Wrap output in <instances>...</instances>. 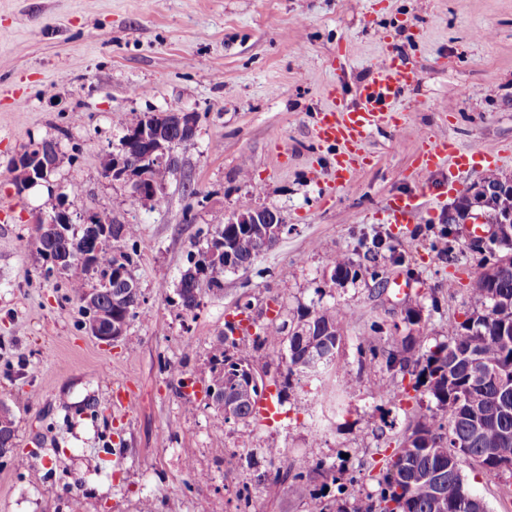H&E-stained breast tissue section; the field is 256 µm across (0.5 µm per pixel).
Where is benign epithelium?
I'll return each mask as SVG.
<instances>
[{
  "mask_svg": "<svg viewBox=\"0 0 512 512\" xmlns=\"http://www.w3.org/2000/svg\"><path fill=\"white\" fill-rule=\"evenodd\" d=\"M166 116L169 122L164 124L155 119V113L146 114L142 124L125 139L127 147L120 146L105 156L107 177L127 181L137 201L150 202L158 197L162 188L148 179V172L158 167L176 171L178 157L174 148L192 142L196 136L198 125L193 113L169 110ZM56 156L57 150L52 144H41L19 153L13 161V168L18 173L19 191L26 190L55 168ZM449 213L451 224H466L474 219L491 225L489 233L471 236V245L476 249H487L494 243L512 239V177L502 176L493 186L484 181L476 183L467 197L457 201ZM78 221L90 225L91 233L88 248L75 253L68 247V242L71 225ZM33 223L40 225L38 236L46 244L47 262L57 269L64 268L75 259L91 261L96 249L112 240V223L78 212L64 195L59 197L52 212L36 215ZM224 223L244 225V230L260 251L270 249L286 229L275 212L256 207L239 209ZM234 235L235 232L230 231L210 238L209 248L192 262L190 274L193 278L202 280L207 266L213 261L222 260L226 266L232 265ZM124 331L125 327L112 325L100 317L89 322L86 328L87 333L104 342L120 339ZM232 386V397L227 400L224 399V384L209 389V399L224 413L226 422L237 419L238 404L261 391L258 373L244 365L239 367Z\"/></svg>",
  "mask_w": 512,
  "mask_h": 512,
  "instance_id": "1",
  "label": "benign epithelium"
}]
</instances>
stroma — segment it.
Returning a JSON list of instances; mask_svg holds the SVG:
<instances>
[{
    "mask_svg": "<svg viewBox=\"0 0 512 512\" xmlns=\"http://www.w3.org/2000/svg\"><path fill=\"white\" fill-rule=\"evenodd\" d=\"M394 48L415 74L401 108L409 128L375 127L374 162L330 194V148L313 140L315 115L339 89L347 101L373 60ZM198 115L193 142L152 202L103 174L132 112ZM502 150L512 173V0H0V402L16 439L0 458V512H336L337 496L377 495L376 461L391 454L427 397L404 410L381 400L380 369L354 390L360 341L374 327L403 336L421 312L430 343L470 306L475 273L490 262L465 227L448 224L447 169L406 168L421 137ZM57 144L65 160L46 186L18 191L13 158ZM78 188L76 208L138 227L132 274L141 306L125 336L105 344L80 326L67 281L44 277L32 236L36 213ZM425 194L412 224L384 223L387 201ZM277 211L287 234L224 292L183 311L176 285L187 254L218 218L244 207ZM447 250H440V239ZM345 254L356 280L332 281ZM248 305L255 326L297 308L347 314L333 366L293 380L275 421L225 422L206 395L211 345ZM195 383L180 392L168 366ZM132 405L117 406L115 389ZM308 457L327 477L269 491L263 473ZM491 512H512V476L465 467Z\"/></svg>",
    "mask_w": 512,
    "mask_h": 512,
    "instance_id": "1",
    "label": "stroma"
}]
</instances>
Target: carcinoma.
Segmentation results:
<instances>
[{"instance_id":"carcinoma-1","label":"carcinoma","mask_w":512,"mask_h":512,"mask_svg":"<svg viewBox=\"0 0 512 512\" xmlns=\"http://www.w3.org/2000/svg\"><path fill=\"white\" fill-rule=\"evenodd\" d=\"M112 240L130 245L115 253L99 251L96 261L74 262L59 276L81 286L73 288L77 300L84 299L88 283L96 281L100 309L117 322L128 323L140 306V295H127L114 305L112 297L122 292L114 265L130 267L140 246L137 227L112 221ZM259 256L251 240L242 238L235 249L234 270H246ZM332 271L342 280L354 279L358 270L343 255L330 258ZM231 269L224 263L209 266L204 280L180 281L179 303L188 313L201 305L206 295L224 291V275ZM406 320L414 331L405 336H365L362 349L368 362L345 384L356 387L376 373L379 360L399 374L385 393L401 397L414 391L427 396L434 406L414 417L397 448L386 456L380 468V491L376 500L362 501L363 512H488L487 503L466 484L463 468L474 464L485 474L497 477L512 472V243L501 248V259L493 269L480 270L471 288V308L464 318L448 326V342L425 350L428 328L420 312L408 310ZM344 321L334 310L301 309L290 323L270 321L260 327L249 344L235 337L238 325L224 324V332L212 343L209 383L231 378L240 364L254 366L270 357L277 342L288 343L287 373L282 383L288 388L292 377H306L312 353L336 357L343 341ZM483 369L491 376L474 379ZM15 439L14 421L8 411L0 413V457L9 453ZM322 464L308 458L295 461L273 477H263L267 488L285 482L298 484L311 479Z\"/></svg>"}]
</instances>
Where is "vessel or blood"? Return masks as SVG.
<instances>
[{
	"instance_id": "obj_1",
	"label": "vessel or blood",
	"mask_w": 512,
	"mask_h": 512,
	"mask_svg": "<svg viewBox=\"0 0 512 512\" xmlns=\"http://www.w3.org/2000/svg\"><path fill=\"white\" fill-rule=\"evenodd\" d=\"M414 82L412 69L389 49L371 65L368 77L357 86L356 104L346 103L336 95L329 107L318 112L315 142L335 150L330 185L337 188L347 185L369 164L365 142L374 126L386 124L397 131L405 128L407 120L396 116L395 105ZM443 163L448 166L449 190H460L461 175L469 170L470 157L459 153L448 140H422L415 155L416 166L421 171L432 172ZM424 207L419 195L394 197L387 204L383 221L399 225L414 223Z\"/></svg>"
}]
</instances>
